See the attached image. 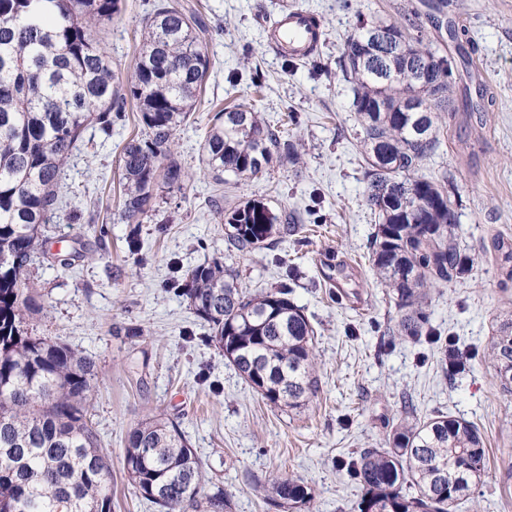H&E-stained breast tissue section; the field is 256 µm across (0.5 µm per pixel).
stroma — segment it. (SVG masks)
I'll use <instances>...</instances> for the list:
<instances>
[{
  "label": "stroma",
  "instance_id": "1",
  "mask_svg": "<svg viewBox=\"0 0 512 512\" xmlns=\"http://www.w3.org/2000/svg\"><path fill=\"white\" fill-rule=\"evenodd\" d=\"M199 12L211 39L203 103L176 135L186 177L160 192L139 224L122 212L123 144L139 130L135 107L114 120L111 137L87 129L66 168L61 205L42 232L45 249L27 269L44 304L31 335L90 356L98 378L87 416L111 459L112 512H157L122 476L128 431L164 413L179 422L207 480L223 484L233 512H278L255 482L271 475L311 487L319 512H353L360 486L339 467L362 448L384 446L392 423L413 404L416 417L443 412L475 423L488 449L487 472L454 512H512V396L504 395L483 350L495 319L512 310V280L488 252L512 239V0H452L447 24L426 23L425 44L454 62L451 103L441 108V145L419 174H448L459 198V242L473 260L465 279L430 288L427 313L442 337L472 356L448 380L440 347L390 341L397 309L369 260L377 217L363 199V129L335 62L361 26L430 12L427 0H176ZM153 0H122V21L98 34L119 73L132 70L141 42L133 30ZM294 9L319 21L328 72L270 50L258 16ZM264 79L255 90L253 74ZM252 105L270 125L289 119L304 145L299 163L273 157L257 179L216 182L201 162L215 108ZM258 200L297 217L299 235L264 248L228 252L225 210ZM140 241L138 253L128 236ZM72 254L62 270L58 255ZM224 261L250 292L290 285L317 331L318 393L303 408H271L208 342L172 283L178 272Z\"/></svg>",
  "mask_w": 512,
  "mask_h": 512
}]
</instances>
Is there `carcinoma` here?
<instances>
[{
  "label": "carcinoma",
  "mask_w": 512,
  "mask_h": 512,
  "mask_svg": "<svg viewBox=\"0 0 512 512\" xmlns=\"http://www.w3.org/2000/svg\"><path fill=\"white\" fill-rule=\"evenodd\" d=\"M121 0H0V512H112L110 462L87 419L95 362L81 351L32 336L26 317L42 309L25 274L42 247L41 226L59 208L64 169L90 127L112 134V117L136 103L141 135L120 154L123 214L139 224L153 211L158 189L181 188L175 135L196 111L211 65L209 30L199 14L156 0L140 31L142 48L122 83L96 28L120 16ZM384 45L358 31L344 44L343 76L366 147V205L379 224L369 258L398 308L389 336L419 341L431 335L427 290L470 273L461 249L452 180L418 176L441 145L431 103L449 104L451 61L443 76L420 85L423 25L409 17L376 25ZM284 131L254 109L228 104L217 111L202 143V164L224 175L256 178L272 149L297 159ZM280 217L260 201L230 210L227 249H260ZM492 251L512 279V243L497 237ZM177 290L210 326L209 340L274 408L300 409L317 391L316 330L291 290L249 294L215 259L187 269ZM484 358L503 393L512 395V317L500 322ZM468 357L441 350L452 380ZM486 444L472 422L437 413L391 426L386 446L365 448L347 462L362 487L357 512H452L486 472ZM129 484L159 512H232L224 486L200 495L203 464L180 424L163 414L132 427L123 449ZM414 492H408V489ZM267 501L287 512H318L313 490L293 478L262 485Z\"/></svg>",
  "instance_id": "carcinoma-1"
}]
</instances>
